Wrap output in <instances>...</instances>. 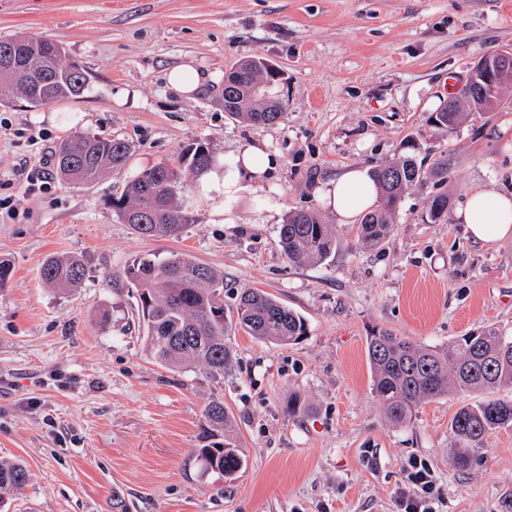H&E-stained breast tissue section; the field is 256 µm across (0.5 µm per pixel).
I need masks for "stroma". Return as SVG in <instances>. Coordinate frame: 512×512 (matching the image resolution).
Wrapping results in <instances>:
<instances>
[{
    "mask_svg": "<svg viewBox=\"0 0 512 512\" xmlns=\"http://www.w3.org/2000/svg\"><path fill=\"white\" fill-rule=\"evenodd\" d=\"M19 36L61 45L88 87L39 108L0 102V195L15 203L0 211V258L13 266L0 289V461L30 473L9 512H113L116 498L125 512H396L414 459L433 469L441 512H512V430L471 449L467 469L450 461L452 419L483 394L431 399L391 424L366 353L375 330L437 347L489 326L512 335V238L485 247L465 225L425 216L440 191L454 210L476 185L512 193V87L498 110L456 129L428 122L478 59L512 48V0H0V40ZM251 55L287 78L278 124L229 116L223 84L207 81ZM187 58L206 78L190 99L165 79ZM64 107L83 111L85 125L63 133L34 118ZM89 132L128 141L130 160L68 183L54 149ZM410 139L425 162L448 154L452 173L405 195L389 238L362 247L315 189L396 159ZM195 142L224 161L254 145L274 166L257 192L192 201L195 221L179 237L139 236L114 199ZM41 169L48 189L28 191ZM218 206L234 223H214ZM300 209L333 227L324 263L296 265L281 251L280 226ZM172 251L223 273L225 307L260 289L301 313L307 336L281 344L235 332L220 375L162 366L123 272L136 256ZM50 254L82 257L79 287L42 284ZM295 398L302 414L288 408ZM215 401L246 457L230 481L198 457Z\"/></svg>",
    "mask_w": 512,
    "mask_h": 512,
    "instance_id": "obj_1",
    "label": "stroma"
}]
</instances>
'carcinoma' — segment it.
<instances>
[{
    "instance_id": "cac0c4a2",
    "label": "carcinoma",
    "mask_w": 512,
    "mask_h": 512,
    "mask_svg": "<svg viewBox=\"0 0 512 512\" xmlns=\"http://www.w3.org/2000/svg\"><path fill=\"white\" fill-rule=\"evenodd\" d=\"M7 51L25 54L32 73L44 76L46 83L36 87L19 77L0 79L1 90L32 105L83 95L87 77L79 66L63 61L59 44L33 37L23 43L17 37L0 41V55ZM511 82L506 77L493 90L475 89L467 83L431 114L429 122L451 130L461 123L465 105L475 112H492L501 103V90ZM283 109L278 82L268 72L264 58L250 57L234 66L224 82V111L232 117L274 125L282 119ZM406 147L410 154L372 171L381 192L380 205L364 214L357 232L367 246H377L390 235L393 214L405 192L429 179L448 181V157L441 156L426 168L417 160V144L409 141ZM130 152L126 140L93 133L59 143L55 160L62 177L88 184L107 169L124 167ZM214 163L207 144L198 142L186 147L175 165L158 163L143 169L114 201L119 219L142 237L180 235L195 221L181 202L186 190L183 172L197 177ZM426 214L432 223L448 222V196L428 197ZM279 243L291 262L323 263L336 249V236L317 213L298 210L286 215ZM40 276L49 287L70 288L83 281L85 268L76 256L52 254L44 259ZM125 277L137 292L139 319L150 353L164 366L193 364L222 374L232 362L226 336L233 331L278 343L297 342L308 332L302 314L259 289L243 290L235 307L224 312V275L180 252L162 258L139 256L127 267ZM367 357L374 393L386 418L396 425L411 420L418 405L427 399L458 391L512 388V336L492 327L459 336L445 349L416 346L387 330L373 331L367 337ZM206 417L213 427L230 423L221 402L209 405ZM507 429H512V397L465 405L451 425L460 448H479L490 433ZM198 456L205 470L227 480L245 465L243 453L230 442L206 445ZM29 478L23 463L0 461V503L16 497Z\"/></svg>"
}]
</instances>
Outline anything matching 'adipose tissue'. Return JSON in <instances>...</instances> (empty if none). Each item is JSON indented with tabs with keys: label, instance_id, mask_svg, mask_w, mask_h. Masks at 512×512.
<instances>
[{
	"label": "adipose tissue",
	"instance_id": "1",
	"mask_svg": "<svg viewBox=\"0 0 512 512\" xmlns=\"http://www.w3.org/2000/svg\"><path fill=\"white\" fill-rule=\"evenodd\" d=\"M234 160L237 164L235 179H226L217 166L200 177V191L204 199L239 191L243 181L253 180L254 176L263 173L271 164L266 153L251 145L242 147ZM318 196L336 215L339 223L352 224L362 212L375 205L378 190L365 170L353 168L321 185ZM455 218L466 224L473 241L493 246L512 236V195L473 188Z\"/></svg>",
	"mask_w": 512,
	"mask_h": 512
}]
</instances>
